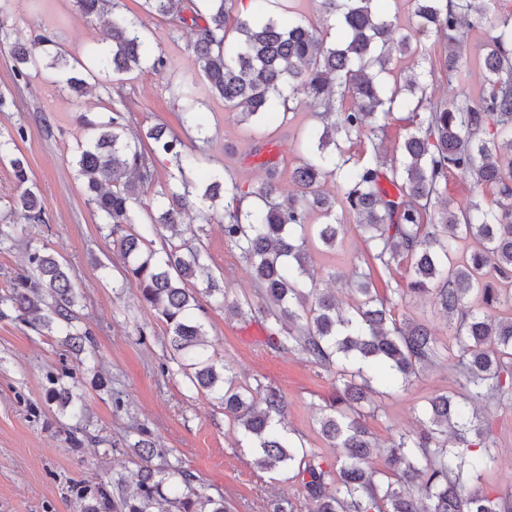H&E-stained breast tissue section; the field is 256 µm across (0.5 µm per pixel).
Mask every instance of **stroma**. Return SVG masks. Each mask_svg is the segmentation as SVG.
Returning a JSON list of instances; mask_svg holds the SVG:
<instances>
[{"label":"stroma","instance_id":"1","mask_svg":"<svg viewBox=\"0 0 512 512\" xmlns=\"http://www.w3.org/2000/svg\"><path fill=\"white\" fill-rule=\"evenodd\" d=\"M379 6L399 32L411 36L413 50L394 58V72H425L428 91L438 98L452 87L473 98L480 94L487 31L464 32L468 68L452 85L444 69L446 41L416 33L410 0H380ZM245 14L322 22L317 0H238L230 15ZM39 34L52 36L69 56L88 66L109 45L100 20L75 11L71 0H0V96L8 101L0 111V132L23 129L17 149L46 212L45 223L24 225L13 248L0 249V293L26 270L27 251L45 247L56 253L73 273L94 352L71 351L60 337L24 320H0V512H81L78 488L102 482L116 494L132 489L141 465L132 445L143 432L162 451L154 466L179 463L207 494L223 496L229 512H274L284 498L296 502L297 512H309L294 483L254 466L250 452L239 447V435L221 405L197 393L178 369L171 359L166 326L142 302L138 285L130 281L124 289L115 288V281L122 279V257L100 228L72 160L87 122L106 121L118 109L128 113L132 129L162 124L188 146L203 145L205 159L193 180L220 170L257 186L265 180V165L270 162L278 170L281 187L289 192V173L317 124L312 110L301 105L287 119L275 113L260 124L239 122L222 99L211 95L198 73L190 34L171 35L161 19L148 20L146 36L155 53L168 61L162 72L116 75L94 70L88 93L80 97L60 91L47 71L16 79L11 44ZM420 48L426 60H419ZM179 86L191 87L200 102L207 143H200V133L184 121L182 103L172 95ZM269 140L278 143L277 155L264 150ZM344 222L349 229L335 252L315 248L311 254L318 273L335 274L336 295L345 301L349 291L344 283L362 262L364 244L352 227V217ZM202 241L209 270L223 280L228 298H253L251 273L238 253L225 245L221 225H206ZM205 330L210 351L241 380L280 390L287 402L288 428L325 463H335L338 450L316 431L321 408L336 393L333 376L301 352H271L259 324H243L225 310L208 309ZM52 376L75 387L82 397V414L47 402ZM101 377L108 379L107 388L98 387ZM454 380L452 363L446 360L409 386L383 387L375 415L367 420L378 444L372 457L375 467H383V447L391 435L412 430L426 399L453 390ZM486 436L498 460L479 488L490 494L510 492L511 402L490 407Z\"/></svg>","mask_w":512,"mask_h":512}]
</instances>
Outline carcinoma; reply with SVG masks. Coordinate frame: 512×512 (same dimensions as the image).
I'll use <instances>...</instances> for the list:
<instances>
[{"label":"carcinoma","mask_w":512,"mask_h":512,"mask_svg":"<svg viewBox=\"0 0 512 512\" xmlns=\"http://www.w3.org/2000/svg\"><path fill=\"white\" fill-rule=\"evenodd\" d=\"M86 16L107 18L110 49L95 66L118 73L166 68L152 53L146 24L123 13L122 0H71ZM235 0H142L148 17L164 18L173 30L192 35L190 47L210 93L238 110L241 121H260L271 110L307 101L321 127L308 134L305 155L290 173L298 193L283 195L276 174L257 187L233 175L216 174L203 193L189 178L201 153L162 126L144 135L127 132L126 114L89 122V136L74 155L77 179L102 228L124 256L123 283L134 281L142 300L169 330L172 360L199 393L217 400L238 429L254 464L295 483L310 512H512V493L489 495L468 484L496 463L483 436L480 403L498 404L512 394V11L498 12L496 0H412L418 31L448 41V79L462 75L467 50L465 28H486L481 59L485 90L477 99L426 94L419 76H399L389 89L382 74L395 52L410 49V37L376 10L378 0H318L325 20L341 27L336 39L313 24L240 16L228 38L229 5ZM16 76L43 66L54 70L61 87L87 92L77 59L60 51L48 35L10 46ZM419 94L411 126L399 154L383 149L387 120L402 105L403 92ZM351 104L344 105L345 98ZM184 120L203 129L202 113L187 89ZM152 141L150 150L142 139ZM367 140L362 155L350 146ZM14 139L0 138V155H10L20 192L8 203L12 222L0 225V246L15 239L21 224L44 223L45 209L28 185L25 161L11 154ZM171 165L169 180L155 192L157 211L143 202L156 182V159ZM471 179L473 197L461 210L447 196L448 174ZM334 182L339 197L322 191ZM199 199L193 228L182 222L190 197ZM341 209L355 219L365 245L356 271L358 297L342 305L320 287L311 248L328 249L345 233ZM321 219L314 223L312 217ZM221 224L224 243L250 267L257 301H227L205 270L201 233ZM160 240L162 250L153 249ZM476 247L456 256V243ZM407 282L380 295L375 281L389 284L401 265ZM428 298L446 317L455 348L441 343L424 323L396 317L397 303ZM229 310L244 322L257 321L264 344L278 353L303 352L331 372L336 395L318 419L319 433L341 449L336 466L291 439L284 397L261 383H241L223 362L207 354L205 305ZM36 314L38 326L83 352L91 341L81 326L78 294L70 267L53 254L28 255V271L0 295V319ZM455 359V389L429 398L412 432L392 436L384 469L373 466L376 443L366 423L375 387L373 366L383 365L396 383L407 384L425 369ZM49 402L76 408L72 395L51 388ZM479 452H474V447ZM142 462L136 489L114 497L101 483L81 491L83 512H227L194 485L175 464L152 466L160 455L139 438ZM185 493L171 498L168 485Z\"/></svg>","instance_id":"cac0c4a2"}]
</instances>
